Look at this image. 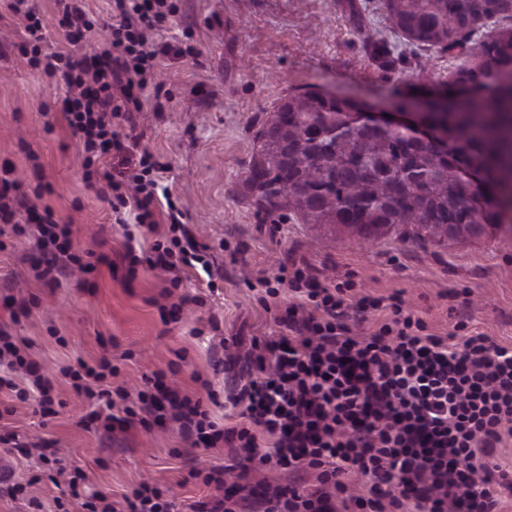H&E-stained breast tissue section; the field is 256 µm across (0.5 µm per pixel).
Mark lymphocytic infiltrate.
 Returning a JSON list of instances; mask_svg holds the SVG:
<instances>
[{"instance_id":"obj_1","label":"lymphocytic infiltrate","mask_w":512,"mask_h":512,"mask_svg":"<svg viewBox=\"0 0 512 512\" xmlns=\"http://www.w3.org/2000/svg\"><path fill=\"white\" fill-rule=\"evenodd\" d=\"M172 0H115L104 49L95 59L76 52H43L32 45V66L66 89V117L79 136L85 177L103 180L120 207L135 213L126 231L134 251L137 230H155L158 168L141 157L136 168L113 177L106 162L121 150L112 120L133 122L153 74L158 50L147 34L175 13ZM40 257L34 269L52 283L81 267L72 249H57L69 225L45 215L37 226ZM266 297L288 285L295 301L279 321V340L266 341L256 371L232 394L239 406L234 425L217 427L201 402L167 388L165 403L151 392H111L115 369L63 368L77 394L95 404L90 417L106 430L125 431L165 412L191 446L224 442L240 449L242 472L260 467L286 473L289 486L260 481L243 500L247 512H495V469L488 458L512 424V345L482 333L463 342L429 334L426 322L399 296L356 295L354 281L321 286L302 268L261 279ZM386 318L369 335L357 326ZM24 371L30 387L20 401L52 404L49 378L27 361L16 337L0 329V385ZM66 484L82 512H170L158 486L142 482L122 501L91 487L85 473Z\"/></svg>"}]
</instances>
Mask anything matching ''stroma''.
Returning a JSON list of instances; mask_svg holds the SVG:
<instances>
[{"instance_id": "stroma-1", "label": "stroma", "mask_w": 512, "mask_h": 512, "mask_svg": "<svg viewBox=\"0 0 512 512\" xmlns=\"http://www.w3.org/2000/svg\"><path fill=\"white\" fill-rule=\"evenodd\" d=\"M173 3L175 13L154 34L170 51L133 122L113 119L124 150L108 162L116 172L147 154L161 166L163 186L222 273L212 281L187 267H151L148 247L127 255L110 203L84 179L64 93L27 64L30 35L9 0H0V175L11 172L21 193L40 192L37 207L70 225L86 265L57 284L39 280L28 235L34 214L17 211L25 235L0 228V328L27 341L26 359L53 384L45 416L0 392V467L22 483L39 476L31 493L43 501L67 486L28 464L33 441L114 498L141 482L158 485L172 512L215 496L199 469H225V481L237 482L234 449L189 447L174 424L137 423L108 436L101 423L83 424L89 403L61 370L106 357L118 369L110 388L131 393L161 372L191 399L213 396L209 415L224 424L237 413L227 399L233 378L254 369L253 342L278 335L276 319L292 301L284 288L262 306L252 284L282 266L307 269L325 285L350 279L364 292L400 296L432 334H454L463 321L497 343L512 342V236L419 244L397 228L366 243L304 223L288 205L267 211L247 181L260 157L259 133L284 97L317 87L386 112L399 99L443 90L463 57L411 45L393 29L384 0ZM183 296L189 304H180Z\"/></svg>"}]
</instances>
